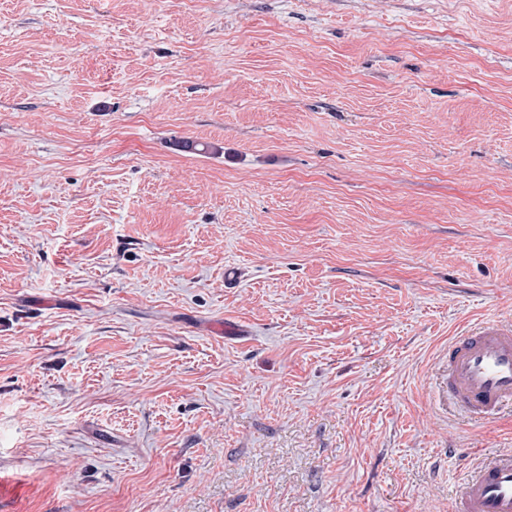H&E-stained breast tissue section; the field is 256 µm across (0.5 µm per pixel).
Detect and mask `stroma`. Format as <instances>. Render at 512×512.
<instances>
[{"label":"stroma","instance_id":"stroma-1","mask_svg":"<svg viewBox=\"0 0 512 512\" xmlns=\"http://www.w3.org/2000/svg\"><path fill=\"white\" fill-rule=\"evenodd\" d=\"M489 315L512 0H0V512H450Z\"/></svg>","mask_w":512,"mask_h":512}]
</instances>
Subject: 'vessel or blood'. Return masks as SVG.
<instances>
[{"mask_svg":"<svg viewBox=\"0 0 512 512\" xmlns=\"http://www.w3.org/2000/svg\"><path fill=\"white\" fill-rule=\"evenodd\" d=\"M448 395L460 415L498 418L512 406V323L484 319L454 337ZM452 512H512V452L472 465L455 486Z\"/></svg>","mask_w":512,"mask_h":512,"instance_id":"1","label":"vessel or blood"}]
</instances>
